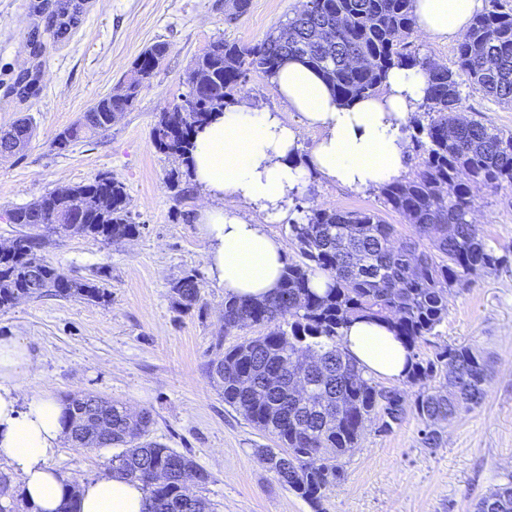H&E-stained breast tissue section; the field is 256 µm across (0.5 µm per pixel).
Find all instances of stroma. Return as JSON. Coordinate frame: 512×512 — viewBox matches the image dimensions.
Here are the masks:
<instances>
[{
	"mask_svg": "<svg viewBox=\"0 0 512 512\" xmlns=\"http://www.w3.org/2000/svg\"><path fill=\"white\" fill-rule=\"evenodd\" d=\"M38 0H0V127L31 118L34 135L22 153L0 157V244L10 243L15 225L5 213L40 196L98 174L122 181L138 236L103 244L84 237H52L39 255L78 275L101 272L109 302L44 297L20 300L0 311V335L26 340L36 361L20 384L22 396L45 392L59 400L94 393L150 410V437L191 458L210 475L193 494L211 512H312L282 486L258 455L274 445L224 402L210 363L226 348L261 334L248 326L221 334L224 289L203 258L204 242L194 214L205 199L184 179L175 199L165 184L178 168L151 136L156 116L186 93L184 78L195 57L213 40L251 45L277 33L306 0H250L248 12L227 21L231 0H89L80 26L64 42L48 45L38 91L27 100L13 95L17 74L32 67L27 37L46 17ZM163 41L168 53L134 106L119 114L102 135L68 151L52 140L99 97L113 92L139 54ZM458 36L431 38L414 31L405 52L454 65ZM463 115L512 131V105L460 86ZM473 223L496 252L512 256V186L491 192L474 188ZM307 205L369 209L395 225L398 241L415 235L379 192H354L312 175L301 192ZM196 275L202 301L187 312L175 308L170 286ZM473 284L453 290L448 319L421 345L430 358L444 345H469L494 359V378L481 407L442 423L440 447L421 443L414 417L392 432L365 427L348 460L344 482L330 493L327 512H473V505L512 474V260L494 271L472 274ZM113 451L82 450L62 443L50 466L80 485L109 474Z\"/></svg>",
	"mask_w": 512,
	"mask_h": 512,
	"instance_id": "35a3bbf8",
	"label": "stroma"
}]
</instances>
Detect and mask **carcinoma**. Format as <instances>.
Segmentation results:
<instances>
[{
  "label": "carcinoma",
  "mask_w": 512,
  "mask_h": 512,
  "mask_svg": "<svg viewBox=\"0 0 512 512\" xmlns=\"http://www.w3.org/2000/svg\"><path fill=\"white\" fill-rule=\"evenodd\" d=\"M414 0H308L307 8L278 31L252 45L222 38L195 58L180 102L163 109L152 129L156 147L189 167L194 136L215 112L234 103L239 85L251 72L272 76L284 60L299 57L317 70L335 95L349 101L380 91L390 69L419 66L428 83L413 127L423 134L415 146L423 159L414 176L379 189L385 204L405 218L418 239L391 247L395 225L369 210H338L312 205L304 221L288 225V237L300 260L286 265L280 287L262 300L224 297V332L262 326L266 332L224 351L212 364L224 403L258 430L276 439L277 449L261 456L282 485L326 512L328 494L344 480L345 459L357 448L368 421L391 431L408 415L421 425L426 448L441 442L439 425L480 407L492 378L491 357L470 346L445 345L434 358L417 353L448 318L454 288H467L470 275L495 270L505 261L488 246L472 223L471 186L496 190L512 184V131L469 120L452 127L448 114L461 109L460 81L506 104L512 103V10L499 0L478 13L463 33L456 69L400 51V38L415 26ZM87 0H40L47 13L44 29H32L28 44L39 58L47 42L70 37L86 12ZM167 51L164 43L145 50L132 72L146 76L124 86L123 93L97 100L79 120L61 132L53 146H70L109 130L115 114L131 108L152 79ZM37 75L20 72L12 92L21 99L36 93ZM31 120L21 117L0 130V155L21 153L33 137ZM22 147L11 150V142ZM73 211L81 223L63 224ZM9 223L19 226L14 247L0 252V310L21 299L79 298L105 303L110 297L101 275L75 276L38 255L52 236H81L111 243L134 237L123 182L96 175L49 192L11 209ZM343 224L362 225L357 239L337 232ZM318 274L327 288L311 287ZM186 311L201 300L202 285L189 274L170 288ZM357 318L387 323L411 350V367L400 386L383 387L343 346L344 328ZM445 383L431 389L438 373ZM149 411L131 416L123 404L92 394L67 399L64 426L73 447L118 448L112 470L142 484L153 512H206L205 502L190 493L186 476L197 484L210 475L189 457L148 439ZM149 469L165 472L151 482ZM74 484L57 512H80ZM475 512H512V475L475 505Z\"/></svg>",
  "instance_id": "cac0c4a2"
}]
</instances>
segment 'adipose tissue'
Instances as JSON below:
<instances>
[{
  "label": "adipose tissue",
  "instance_id": "adipose-tissue-1",
  "mask_svg": "<svg viewBox=\"0 0 512 512\" xmlns=\"http://www.w3.org/2000/svg\"><path fill=\"white\" fill-rule=\"evenodd\" d=\"M413 7L421 32L441 37L466 28L477 0H414ZM271 82L282 110L247 101L225 107L197 133L190 162L193 182L210 201L196 219L205 263L226 293L241 298L261 299L278 288L285 248L266 227L287 219L310 174L358 192L402 179L411 150L407 128L427 75L418 67L392 68L377 95L347 103L297 60L284 62ZM288 111L319 131L310 155H303ZM343 345L383 378H403L411 361L383 325L354 322ZM34 369L22 338L0 337V463L20 477L21 493L37 512H57L63 479L48 461L64 438V406L49 393L22 400L19 384ZM81 512H150V501L139 483L115 473L84 485Z\"/></svg>",
  "mask_w": 512,
  "mask_h": 512
}]
</instances>
